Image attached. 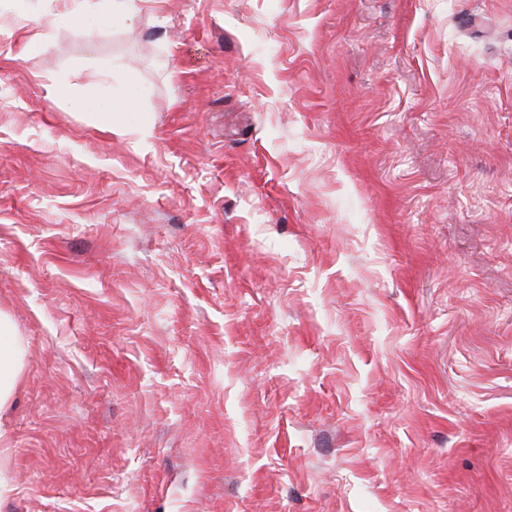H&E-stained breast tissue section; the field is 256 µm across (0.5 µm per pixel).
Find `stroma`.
Listing matches in <instances>:
<instances>
[{"label": "stroma", "instance_id": "1", "mask_svg": "<svg viewBox=\"0 0 512 512\" xmlns=\"http://www.w3.org/2000/svg\"><path fill=\"white\" fill-rule=\"evenodd\" d=\"M111 2L0 0V512H512V0ZM137 17L133 0H114L112 9H72L59 15L73 34L83 38L107 32L116 24L132 27ZM48 92L52 99L64 103L71 111L94 115L110 131L112 125L124 126L131 112H139L140 102L146 97L148 90L141 84L132 83L121 95L115 97L112 94L102 95L96 92L76 96L69 87L56 84ZM25 350L9 316L0 313V410L10 402L23 366Z\"/></svg>", "mask_w": 512, "mask_h": 512}]
</instances>
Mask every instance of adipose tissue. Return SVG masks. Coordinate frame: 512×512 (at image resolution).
Masks as SVG:
<instances>
[{
    "label": "adipose tissue",
    "mask_w": 512,
    "mask_h": 512,
    "mask_svg": "<svg viewBox=\"0 0 512 512\" xmlns=\"http://www.w3.org/2000/svg\"><path fill=\"white\" fill-rule=\"evenodd\" d=\"M137 17L134 0H119L118 4L110 8L74 9L60 15L69 30L83 38L107 32L118 24L134 26ZM147 93V88L137 83L128 85L121 95L115 97L95 92L77 96L62 84L53 85L49 89L52 99L65 104L71 111L94 115L107 129L125 125L128 115L138 111ZM24 356L22 341L10 317L0 313V409L5 408L13 396Z\"/></svg>",
    "instance_id": "adipose-tissue-1"
}]
</instances>
